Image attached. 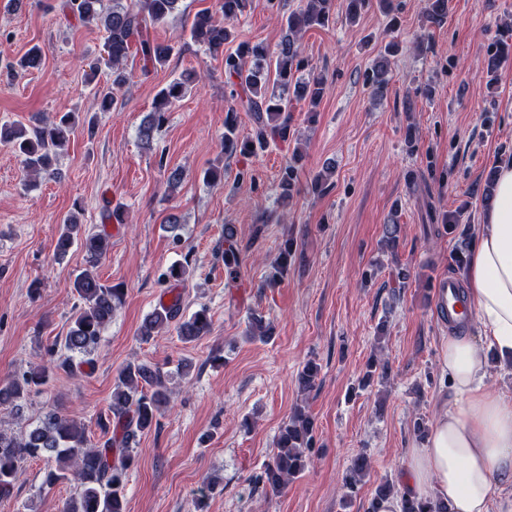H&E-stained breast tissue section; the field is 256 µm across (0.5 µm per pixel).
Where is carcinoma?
<instances>
[{
    "label": "carcinoma",
    "instance_id": "obj_1",
    "mask_svg": "<svg viewBox=\"0 0 512 512\" xmlns=\"http://www.w3.org/2000/svg\"><path fill=\"white\" fill-rule=\"evenodd\" d=\"M62 0V12L84 23H96L105 31L103 55L89 64L88 81L95 84L98 111L109 112L118 104L117 93L132 78L126 61L133 51L142 55L145 64L164 67L172 54L166 43L144 38L149 27L165 22L179 10L182 0ZM249 0H217L216 9L197 12L189 27L190 42L205 47L211 55H224V74L236 79L238 106H230L224 116V153L253 156L265 150L277 139L287 140L291 129L293 102L306 101L312 107L325 93V81L310 67L303 55L299 35L313 28H325L336 21L334 0H306V4L288 12L284 19L286 34L277 51L270 53L261 45L240 43L232 52L224 46L233 42L235 23ZM424 18L432 26L442 25L448 18V0H424ZM400 42L392 39L381 48L373 62L367 80L377 93L386 91L390 82L391 60L399 52ZM512 54V36L501 37L487 48L488 62L496 66ZM106 80L98 81L100 74ZM194 74L185 72L161 88L154 106L138 128V138L146 149L153 147L156 134L166 121V115L184 97L191 94ZM249 112L254 117L252 133L238 131L237 112ZM78 125L75 115L62 114L58 120L27 130L21 126L0 125V143L10 146L21 158L24 170L31 175H55V161L71 139ZM300 169L290 160L280 172L279 196L290 200L297 193ZM80 244L86 263L97 266L107 257L110 236L106 232L86 230L73 217L65 219L56 240L54 255L62 258L74 244ZM189 274V262L175 263L163 280L183 282ZM79 305L75 307L70 328L64 340H54L49 350H64L56 368L73 371V357L82 355L91 364L105 327L122 305L125 289L102 283L85 270L71 284ZM175 326L185 343L200 340L212 332V320L202 307L190 317H183L181 297L175 294L160 303L141 323L138 335L149 341L164 329ZM320 367L308 361L299 373V385L309 391L317 380ZM168 373L156 364L129 362L117 374L112 400L107 412L98 417L97 426L107 435L94 444L89 429L69 418L59 405L51 406L40 420L26 431L15 435L0 430V495L14 488L23 468L30 461L45 458L55 463L46 472L45 482L75 480L79 491L66 499L59 512H128L126 485L128 470L134 462V451L141 435L158 425L161 411L169 401L166 386ZM49 382L45 367L24 372L8 381H0V408L21 412L31 393ZM314 421L297 408L279 428L275 448L263 466L259 479L268 494H280L288 480L300 476L308 467L313 447ZM369 470L363 454L351 459L345 476L350 492L357 490L358 481ZM401 512H446V507L414 498L401 499Z\"/></svg>",
    "mask_w": 512,
    "mask_h": 512
}]
</instances>
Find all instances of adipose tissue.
Here are the masks:
<instances>
[{"label":"adipose tissue","instance_id":"adipose-tissue-1","mask_svg":"<svg viewBox=\"0 0 512 512\" xmlns=\"http://www.w3.org/2000/svg\"><path fill=\"white\" fill-rule=\"evenodd\" d=\"M466 296L476 335L449 333L439 365L449 400L423 447L411 449L403 494L448 512H512V394L490 390L492 361L512 364V163L498 164L494 193L466 265Z\"/></svg>","mask_w":512,"mask_h":512}]
</instances>
